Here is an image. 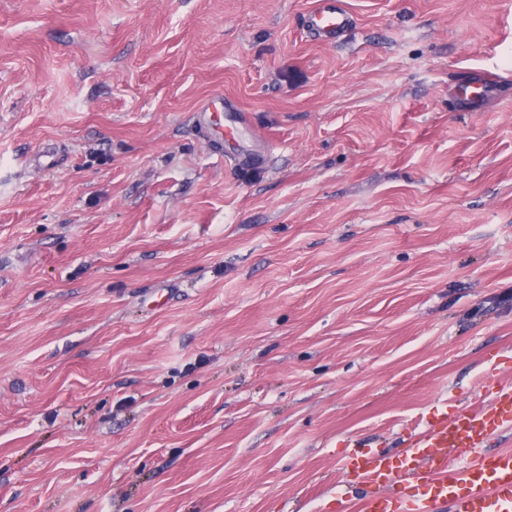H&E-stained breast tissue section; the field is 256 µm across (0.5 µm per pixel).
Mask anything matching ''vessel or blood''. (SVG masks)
<instances>
[{
	"label": "vessel or blood",
	"mask_w": 512,
	"mask_h": 512,
	"mask_svg": "<svg viewBox=\"0 0 512 512\" xmlns=\"http://www.w3.org/2000/svg\"><path fill=\"white\" fill-rule=\"evenodd\" d=\"M353 24L342 0H316L308 13L306 29L315 39L335 42ZM489 90L487 80L473 77L461 80L456 94L465 104L477 105ZM512 427V383L499 384L489 406L441 417L412 441L404 456L354 458L353 470L363 480L383 482L385 493L358 499L355 512H437L448 502L453 512H512V449L495 454L479 448L501 430ZM469 454L465 465L453 458ZM422 487L421 494L402 492L406 479Z\"/></svg>",
	"instance_id": "obj_1"
}]
</instances>
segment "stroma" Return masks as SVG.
Listing matches in <instances>:
<instances>
[{
    "instance_id": "obj_1",
    "label": "stroma",
    "mask_w": 512,
    "mask_h": 512,
    "mask_svg": "<svg viewBox=\"0 0 512 512\" xmlns=\"http://www.w3.org/2000/svg\"><path fill=\"white\" fill-rule=\"evenodd\" d=\"M312 3L0 0V512H326L512 377V0ZM353 25V17L344 9L342 0H317L307 14L308 33L321 42H336ZM491 80V78L484 80L479 76L461 80L455 87L456 95L465 104L475 107L481 97L490 90L488 83H490Z\"/></svg>"
}]
</instances>
